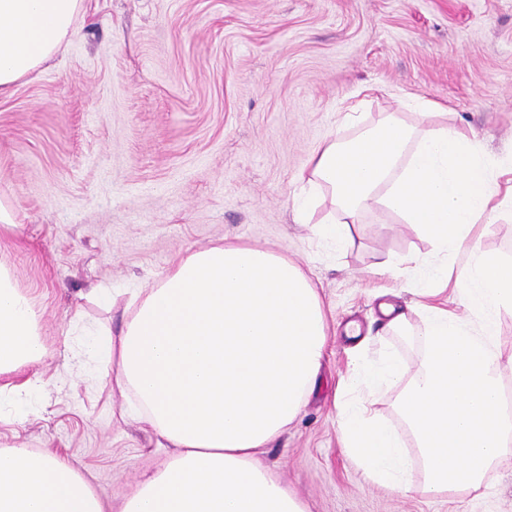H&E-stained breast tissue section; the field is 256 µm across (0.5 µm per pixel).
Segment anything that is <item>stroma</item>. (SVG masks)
<instances>
[{
    "mask_svg": "<svg viewBox=\"0 0 512 512\" xmlns=\"http://www.w3.org/2000/svg\"><path fill=\"white\" fill-rule=\"evenodd\" d=\"M373 89L358 125L342 109ZM442 107L433 122L512 151V0H84L75 33L33 80L0 98V196L18 210L0 256L43 315L48 356L23 420L0 448L48 451L90 475L112 508L168 449L120 418L126 398L72 352L78 319L107 322L87 293L150 286L188 249L219 241L297 262L328 321L323 386L262 463L309 512H512V453L483 486L424 493L421 466L396 494L361 476L340 445L334 391L359 341L415 363L380 303H414L395 258L432 241L391 211L366 213L336 253L296 223L289 191L327 137L351 136L399 100Z\"/></svg>",
    "mask_w": 512,
    "mask_h": 512,
    "instance_id": "1",
    "label": "stroma"
}]
</instances>
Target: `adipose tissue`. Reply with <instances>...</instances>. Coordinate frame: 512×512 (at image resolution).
Masks as SVG:
<instances>
[{
  "instance_id": "ef3b65f1",
  "label": "adipose tissue",
  "mask_w": 512,
  "mask_h": 512,
  "mask_svg": "<svg viewBox=\"0 0 512 512\" xmlns=\"http://www.w3.org/2000/svg\"><path fill=\"white\" fill-rule=\"evenodd\" d=\"M81 11L82 0H0V97L60 51ZM433 108L402 102L353 138H325L297 174L293 200L300 219L331 200L335 212L317 233L339 249L351 225L380 207L421 230L438 259L408 280L418 296L433 295L449 259L465 257L455 290L464 316L381 304L390 330L417 337L422 354L413 368L387 350L358 355L337 403L342 449L366 480L406 490L411 443L428 474L424 491L437 496L479 489L512 453L498 350V315L512 309V261L468 243L473 224L512 220V187L499 183L512 174V155L490 156L475 133L402 117ZM327 334L316 286L296 262L263 248L192 250L134 295L96 353L129 399L126 419L172 452L141 473L121 512H309L257 455L321 389ZM46 355L41 314L0 259V375ZM381 388L397 389L401 428L364 407ZM0 512L108 510L65 460L0 448Z\"/></svg>"
}]
</instances>
